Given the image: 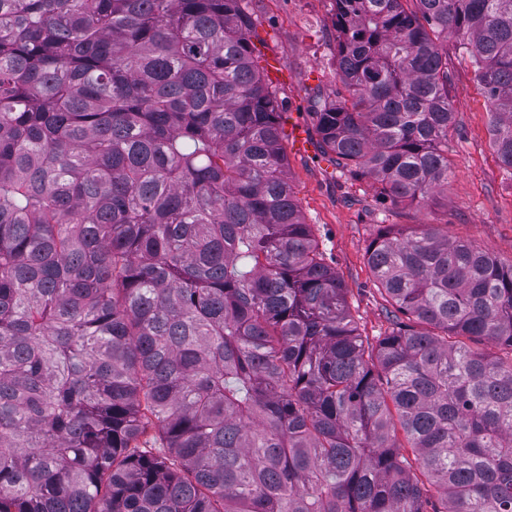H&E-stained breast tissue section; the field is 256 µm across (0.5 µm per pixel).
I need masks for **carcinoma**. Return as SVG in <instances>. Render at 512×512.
<instances>
[{"label": "carcinoma", "mask_w": 512, "mask_h": 512, "mask_svg": "<svg viewBox=\"0 0 512 512\" xmlns=\"http://www.w3.org/2000/svg\"><path fill=\"white\" fill-rule=\"evenodd\" d=\"M331 6L338 166L447 190L451 36L512 173V0ZM255 37L248 0H0V512H512V263L388 225L408 322L366 342Z\"/></svg>", "instance_id": "obj_1"}]
</instances>
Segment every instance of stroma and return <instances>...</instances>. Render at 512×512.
<instances>
[{"label":"stroma","instance_id":"1","mask_svg":"<svg viewBox=\"0 0 512 512\" xmlns=\"http://www.w3.org/2000/svg\"><path fill=\"white\" fill-rule=\"evenodd\" d=\"M260 34L258 64L276 60L283 124L302 123L312 147L287 149L291 189L311 224L325 262L341 279L361 336L376 343L389 326L391 303L367 263L366 250L386 224L447 226L452 238L470 240L512 263V174L490 146L489 107L469 58L448 49V92L454 117L448 129V190L427 205L381 204L369 180L339 167L318 144L312 100L336 96V32L331 0H251Z\"/></svg>","mask_w":512,"mask_h":512}]
</instances>
